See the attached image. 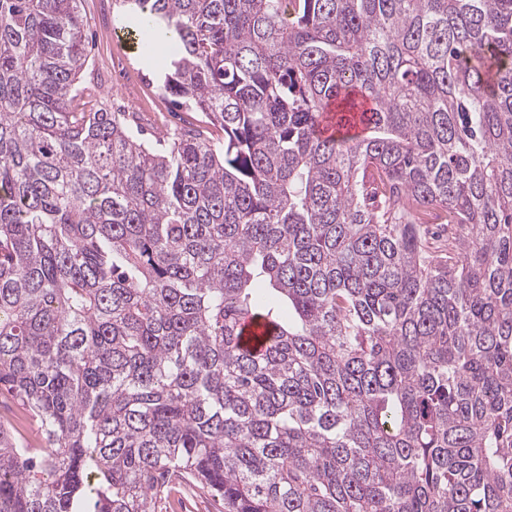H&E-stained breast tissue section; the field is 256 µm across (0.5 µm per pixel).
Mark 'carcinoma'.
Masks as SVG:
<instances>
[{
    "label": "carcinoma",
    "mask_w": 512,
    "mask_h": 512,
    "mask_svg": "<svg viewBox=\"0 0 512 512\" xmlns=\"http://www.w3.org/2000/svg\"><path fill=\"white\" fill-rule=\"evenodd\" d=\"M78 3L0 0V512H512V0H115L154 145ZM113 0H82L80 9L88 19L85 30L88 64L81 85L92 73L102 79L98 102L117 112H135L133 128H142L144 137L172 136L190 124L204 126L201 112H186L175 106L161 88L165 71L163 58L148 64L128 43L116 35L124 24L117 17ZM9 405L11 406V410L13 413V416L9 418V420H13L14 423H9L11 426V431L13 434L20 438L26 445L31 446V448H39L42 445V440L36 435L35 430L33 427L30 426V424L27 422L25 418V414L23 412V409L15 404L9 402ZM31 435V439L29 441H25L23 437H26L27 435ZM224 512L222 501L201 494L193 486L184 485L167 499L156 504L155 512Z\"/></svg>",
    "instance_id": "obj_1"
}]
</instances>
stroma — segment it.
<instances>
[{
	"instance_id": "1",
	"label": "stroma",
	"mask_w": 512,
	"mask_h": 512,
	"mask_svg": "<svg viewBox=\"0 0 512 512\" xmlns=\"http://www.w3.org/2000/svg\"><path fill=\"white\" fill-rule=\"evenodd\" d=\"M88 19L85 30L88 50L87 73L102 80L98 100L110 110L130 112L145 137L170 136L189 125H204L199 112L175 106L161 88L164 59L144 62L128 43L117 36L122 25L112 0H81Z\"/></svg>"
}]
</instances>
